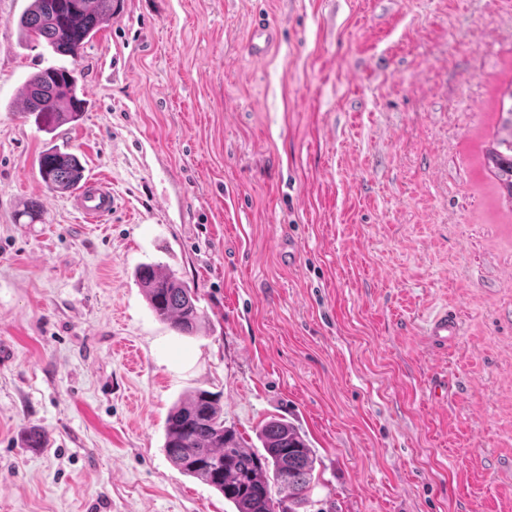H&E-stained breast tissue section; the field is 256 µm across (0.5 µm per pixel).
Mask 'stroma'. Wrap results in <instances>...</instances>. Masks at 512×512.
Masks as SVG:
<instances>
[{
    "mask_svg": "<svg viewBox=\"0 0 512 512\" xmlns=\"http://www.w3.org/2000/svg\"><path fill=\"white\" fill-rule=\"evenodd\" d=\"M28 3L0 0V512H235L163 451L198 388L252 450L274 418L306 435L304 512H512V204L484 165L512 0H123L75 60L22 39ZM49 66L87 100L52 133L19 104ZM53 145L110 217L46 188ZM142 264L200 331L155 317ZM277 37V30L269 24L262 23L252 26L247 40L250 56L257 61L266 57L271 48L276 44ZM71 198L75 209L90 223L103 220L112 214V187L105 178L92 177L84 180L72 193ZM135 277L158 320L180 334H193L199 329L203 316L192 288L151 264L138 267ZM458 335L457 314L448 310L430 319L424 329L427 343L434 352L439 354H446L448 352V342Z\"/></svg>",
    "mask_w": 512,
    "mask_h": 512,
    "instance_id": "stroma-1",
    "label": "stroma"
}]
</instances>
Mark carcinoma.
<instances>
[{"label":"carcinoma","instance_id":"carcinoma-1","mask_svg":"<svg viewBox=\"0 0 512 512\" xmlns=\"http://www.w3.org/2000/svg\"><path fill=\"white\" fill-rule=\"evenodd\" d=\"M120 0H30L18 20L22 37L45 41L55 53L76 60L99 26L119 11ZM24 111L47 132L77 122L85 100L74 70L47 67L25 83ZM501 125L485 165L512 199V105L501 109ZM41 179L54 192L75 189L83 179L80 159L58 147L39 156ZM135 277L158 320L180 334L196 332L202 321L192 288L161 268L145 264ZM259 438L263 452L246 446L233 427L224 425V411L216 395L199 390L176 404L165 422L164 450L181 473L192 476L224 496L236 512H298L309 499L315 457L307 440L290 423L271 419ZM288 492V501L275 498L273 487Z\"/></svg>","mask_w":512,"mask_h":512}]
</instances>
